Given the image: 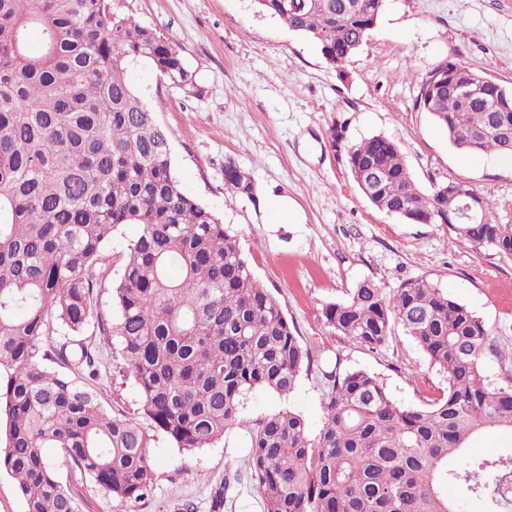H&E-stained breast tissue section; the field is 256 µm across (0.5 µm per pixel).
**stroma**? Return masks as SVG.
Returning a JSON list of instances; mask_svg holds the SVG:
<instances>
[{"label": "stroma", "instance_id": "1", "mask_svg": "<svg viewBox=\"0 0 512 512\" xmlns=\"http://www.w3.org/2000/svg\"><path fill=\"white\" fill-rule=\"evenodd\" d=\"M114 6L182 47L191 91L159 81L143 66L130 80L146 91L158 123L172 135L182 188L220 214L304 345L377 375L398 404L438 397L446 374L401 327L371 351L340 336L323 316L327 303L346 299L362 281L389 294L424 279L485 322L494 347L484 366L487 381L500 383L512 372V256L472 248L447 225L410 223L378 210L354 182L347 155L363 138H391L421 192L466 184L491 201L492 222L512 224V162L490 154L473 162L431 113L413 107L425 73L450 57L512 90V0H385L367 42L340 66L328 63L310 38L257 13L252 0H115ZM229 161L251 181L252 195L227 188ZM96 385L113 411L138 408L132 376ZM326 390L311 373L300 375L286 397L254 391L246 425L195 452L155 433L153 486L137 502L112 499L65 465L58 476L75 492L80 512H212L211 494L223 483L222 512H263L246 468L248 422L289 408L317 434Z\"/></svg>", "mask_w": 512, "mask_h": 512}]
</instances>
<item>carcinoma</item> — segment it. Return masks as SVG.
Returning a JSON list of instances; mask_svg holds the SVG:
<instances>
[{"label": "carcinoma", "instance_id": "obj_1", "mask_svg": "<svg viewBox=\"0 0 512 512\" xmlns=\"http://www.w3.org/2000/svg\"><path fill=\"white\" fill-rule=\"evenodd\" d=\"M253 2L318 43L335 66L366 43L384 7ZM135 66L194 87L182 48L112 0H0V472L16 479L26 512H79L49 448L111 497L137 502L153 484L150 431L195 451L246 423L265 512H465L469 498L490 512L512 506V458L466 460L476 434L512 428V374L498 385L483 375V320L424 280L390 295L364 280L325 305L340 335L376 350L399 325L447 373V389L421 408L398 405L376 375L304 346L221 217L181 188L171 134L129 80ZM439 70L472 73L440 62L422 78L414 107L432 113L460 152L512 158V111L455 94L429 102ZM348 163L384 212L447 223L473 247L512 255V224L489 220V201L480 198L472 220L462 205L474 189L463 184L453 197L442 184L423 194L394 140L364 138ZM224 178L228 189L252 194L233 163ZM128 224L139 233L112 282L116 321L104 324L94 293L110 268L112 232ZM93 334L118 338L140 394L135 413H113L82 381L106 367L86 341ZM313 370L328 383L316 435L292 410L244 418L253 390L286 396ZM450 486L462 495L449 496Z\"/></svg>", "mask_w": 512, "mask_h": 512}]
</instances>
